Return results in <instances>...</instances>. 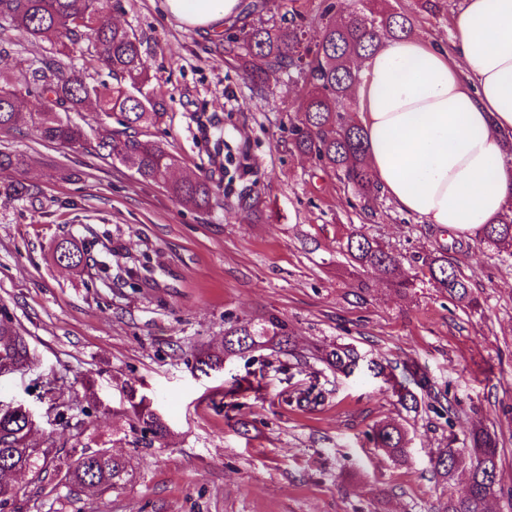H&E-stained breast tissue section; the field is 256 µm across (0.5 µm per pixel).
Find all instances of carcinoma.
<instances>
[{
	"label": "carcinoma",
	"instance_id": "obj_1",
	"mask_svg": "<svg viewBox=\"0 0 512 512\" xmlns=\"http://www.w3.org/2000/svg\"><path fill=\"white\" fill-rule=\"evenodd\" d=\"M384 0H358V6L341 21L331 16L336 5L329 3L318 16L319 40L315 47L304 44L303 25L293 21L287 26L263 20L265 0H251L245 7L258 16L256 23L241 30V37L230 38L224 53L242 62L254 88L262 90L270 76L286 73L306 89L300 117L292 125L291 144L305 155H312L324 170L342 173L360 198L375 201L380 187L367 162L366 136L360 124L348 119L345 112L351 93L359 79L363 60L381 43L401 38L412 30L410 17L383 7ZM121 0H0V25L5 23L29 40L54 43L52 56L41 65L27 69L12 79L0 77V129L29 125L40 139L82 147L89 140L85 128L71 120L70 113L94 103L110 117L121 115L123 129L97 137L96 147L106 156L133 170L140 178L163 184L176 200L199 210H208L218 197L216 185L207 177L181 181L169 180L177 158L161 143L139 138L137 127L154 125L164 112L150 87L148 67L134 32L112 23V11ZM86 44L89 65L77 68L66 65L73 47ZM105 70L112 82L97 81L88 67ZM33 95L42 102L37 112H22L16 103L19 92ZM32 195L29 185L11 181L0 185V198L19 201ZM479 242L512 256V206L493 222L476 231ZM456 244L440 245L422 258L428 280L448 297L468 306L473 302L472 288L450 254ZM346 249L361 268L373 269L394 287H414L416 276L402 271L400 257L366 233L355 230L347 238ZM53 258L68 267L93 262L110 281L124 282L135 272L119 260H97L90 250L72 242L56 249ZM288 326L276 316L246 321L224 333V350L206 352L195 358V369L203 374L224 365V360L241 356L259 347L269 346L288 353ZM12 360L19 366H32L34 355L15 324L0 319V360ZM324 361L339 373L352 374L365 362L354 347L338 345L325 352ZM399 404L408 412H418V395L408 389L396 391ZM135 427L160 440L167 427L149 406L132 405ZM26 414L0 411V502L17 495L9 480L15 473L30 471L42 475L39 462L56 455L49 445L40 455L26 453L30 445ZM372 441L400 462L406 460L407 433L395 422L377 427ZM448 448L435 462V470L449 477L465 460H470L467 490L448 496L445 512H486L487 502L502 493L497 479L498 445L494 435L482 427L474 430L470 445ZM60 482L69 488H118L132 477L127 461L104 446L85 447L59 469Z\"/></svg>",
	"mask_w": 512,
	"mask_h": 512
}]
</instances>
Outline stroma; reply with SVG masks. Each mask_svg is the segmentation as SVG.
Instances as JSON below:
<instances>
[{
  "label": "stroma",
  "instance_id": "35a3bbf8",
  "mask_svg": "<svg viewBox=\"0 0 512 512\" xmlns=\"http://www.w3.org/2000/svg\"><path fill=\"white\" fill-rule=\"evenodd\" d=\"M447 0L431 17L417 0H388L417 34L452 43ZM113 20L132 29L147 61L163 120L145 127L179 160L174 178L208 176L220 203L202 211L91 149L41 140L28 128L0 130V150L27 156L0 183L22 180L31 198H0V310L35 355L30 371L0 378V401L36 413L32 438L54 445L45 480L14 479L0 512H443L466 487L433 463L449 439L478 424L499 440L504 495L488 512H512V257L464 236L455 257L477 307L451 301L416 280L400 292L346 252L355 230L387 244L412 271L415 257L450 236L402 213L387 198L364 202L317 160L291 150L302 84L272 77L257 93L223 53L226 27L193 28L166 0H122ZM0 73L39 66L49 41L9 30ZM223 151H215L216 140ZM258 209L239 205L243 190ZM106 247L130 264L149 262L136 287L103 280L98 268L58 265L56 244ZM274 314L285 320L293 354L266 348L204 376L202 351L224 347V330ZM354 346L382 374H338L317 350ZM425 379L418 412L397 404L392 386L408 366ZM325 395L314 409L295 399L309 386ZM145 399L168 427L152 441L132 425V400ZM66 406L49 425L51 402ZM408 433L406 462L369 439L386 421ZM106 445L133 472L125 486L68 492L60 461Z\"/></svg>",
  "mask_w": 512,
  "mask_h": 512
}]
</instances>
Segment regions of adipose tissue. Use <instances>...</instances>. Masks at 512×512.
<instances>
[{
    "instance_id": "ef3b65f1",
    "label": "adipose tissue",
    "mask_w": 512,
    "mask_h": 512,
    "mask_svg": "<svg viewBox=\"0 0 512 512\" xmlns=\"http://www.w3.org/2000/svg\"><path fill=\"white\" fill-rule=\"evenodd\" d=\"M185 24L238 0H166ZM452 48L413 34L367 57L353 99L368 163L399 211L471 234L512 202V0H463Z\"/></svg>"
}]
</instances>
